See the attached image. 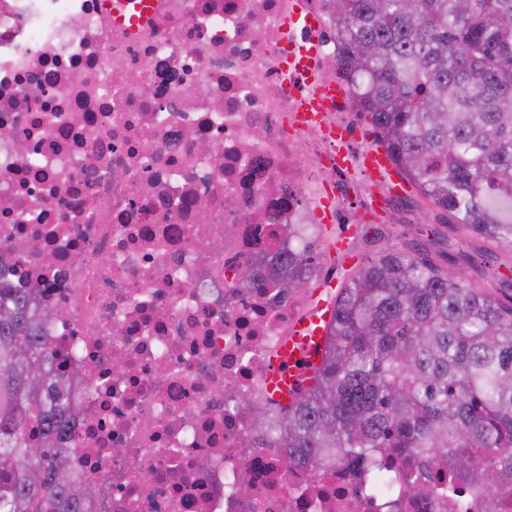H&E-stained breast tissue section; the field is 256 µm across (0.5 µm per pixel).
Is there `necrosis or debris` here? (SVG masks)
<instances>
[{
    "instance_id": "4bbe7bcc",
    "label": "necrosis or debris",
    "mask_w": 512,
    "mask_h": 512,
    "mask_svg": "<svg viewBox=\"0 0 512 512\" xmlns=\"http://www.w3.org/2000/svg\"><path fill=\"white\" fill-rule=\"evenodd\" d=\"M154 2L132 32L101 0H0V244H35L0 276L58 310L54 368L80 411L71 466L99 483L100 512H383L390 494L344 466L283 473L241 407L266 406L264 373L309 309L305 289L243 282L317 238L326 188L349 208L363 151L338 164L325 134L349 107L291 124V0ZM306 2L318 81L335 82L334 2ZM400 503L484 512L463 483Z\"/></svg>"
}]
</instances>
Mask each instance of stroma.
<instances>
[{
  "mask_svg": "<svg viewBox=\"0 0 512 512\" xmlns=\"http://www.w3.org/2000/svg\"><path fill=\"white\" fill-rule=\"evenodd\" d=\"M394 204L401 218L397 224L365 207L351 208L349 225L357 229L351 250L360 262L388 248L404 246L437 265L457 269L499 301H512V251L478 241L464 242L460 230L450 224L447 212L426 202L417 188L396 197ZM346 226L334 225L333 234L344 232Z\"/></svg>",
  "mask_w": 512,
  "mask_h": 512,
  "instance_id": "stroma-1",
  "label": "stroma"
}]
</instances>
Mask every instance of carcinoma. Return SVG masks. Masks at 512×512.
Wrapping results in <instances>:
<instances>
[{"instance_id":"cac0c4a2","label":"carcinoma","mask_w":512,"mask_h":512,"mask_svg":"<svg viewBox=\"0 0 512 512\" xmlns=\"http://www.w3.org/2000/svg\"><path fill=\"white\" fill-rule=\"evenodd\" d=\"M352 99L398 170L466 233L512 250V0H343ZM312 251H281L248 288L292 293ZM41 289L0 279V512H91L100 490L70 468L69 381L43 327ZM43 422L39 445L26 438ZM283 471L344 464L370 484L450 494L512 491V304L391 248L339 289L315 384L271 421Z\"/></svg>"}]
</instances>
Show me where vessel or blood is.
<instances>
[{
  "label": "vessel or blood",
  "mask_w": 512,
  "mask_h": 512,
  "mask_svg": "<svg viewBox=\"0 0 512 512\" xmlns=\"http://www.w3.org/2000/svg\"><path fill=\"white\" fill-rule=\"evenodd\" d=\"M104 7L113 18L129 19L135 27L147 24L154 17L153 0H104ZM283 29L288 38L282 53V69L288 76L291 90L300 95L301 111H326L343 91L334 84L323 86L313 94L308 91L318 55L319 24L306 10L303 0H295L283 20ZM363 173L370 181L386 182L390 192L399 193L405 187L390 152L383 145L374 144L368 148ZM332 315L331 288L317 289L312 314L295 325L292 336L265 375L266 389L280 405L292 404L300 390L313 383L322 363Z\"/></svg>",
  "instance_id": "obj_1"
}]
</instances>
